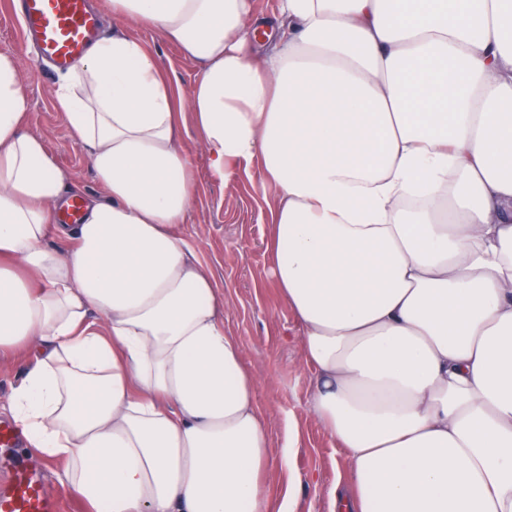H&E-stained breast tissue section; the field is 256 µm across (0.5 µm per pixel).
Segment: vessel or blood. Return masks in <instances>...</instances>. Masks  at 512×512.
I'll list each match as a JSON object with an SVG mask.
<instances>
[{
  "label": "vessel or blood",
  "instance_id": "1",
  "mask_svg": "<svg viewBox=\"0 0 512 512\" xmlns=\"http://www.w3.org/2000/svg\"><path fill=\"white\" fill-rule=\"evenodd\" d=\"M27 33L37 62L69 67L100 34L98 15L88 0H21ZM17 426L0 424V512H58L43 474L16 456Z\"/></svg>",
  "mask_w": 512,
  "mask_h": 512
}]
</instances>
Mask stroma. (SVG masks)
<instances>
[{
  "label": "stroma",
  "mask_w": 512,
  "mask_h": 512,
  "mask_svg": "<svg viewBox=\"0 0 512 512\" xmlns=\"http://www.w3.org/2000/svg\"><path fill=\"white\" fill-rule=\"evenodd\" d=\"M104 13L103 34H126L142 41L169 72L176 87L187 91L200 71L197 60L150 28L130 25L113 14L110 0H94ZM16 53L29 98L27 132L42 137L69 186L84 196L96 195L93 171L56 107L62 74L37 67L26 42L14 0H0V50ZM182 146L196 169V204L183 233L196 246V256L224 295V326L241 344L244 366L257 381L263 425L272 440L264 488L274 508L292 512H331L329 491L346 481L350 469L344 449L329 437L309 398L314 373L300 355L299 323L269 275L265 243L270 234L273 190L262 189L259 170L220 182L208 168L206 146L192 112H184ZM298 431L296 448L288 434Z\"/></svg>",
  "instance_id": "stroma-1"
}]
</instances>
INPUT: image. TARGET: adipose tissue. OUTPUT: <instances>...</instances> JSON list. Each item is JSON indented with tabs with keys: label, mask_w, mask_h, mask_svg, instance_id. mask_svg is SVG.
Wrapping results in <instances>:
<instances>
[{
	"label": "adipose tissue",
	"mask_w": 512,
	"mask_h": 512,
	"mask_svg": "<svg viewBox=\"0 0 512 512\" xmlns=\"http://www.w3.org/2000/svg\"><path fill=\"white\" fill-rule=\"evenodd\" d=\"M111 3L202 69L179 94L115 34L64 75L99 187L78 223L0 52V354L37 352L10 411L57 484L92 512H269L256 381L178 231L187 108L214 178L276 191L271 276L353 474L334 504L512 512V0H281L274 24L252 0Z\"/></svg>",
	"instance_id": "ef3b65f1"
}]
</instances>
